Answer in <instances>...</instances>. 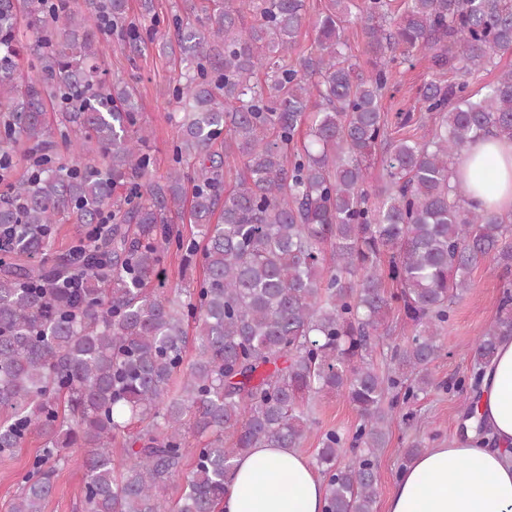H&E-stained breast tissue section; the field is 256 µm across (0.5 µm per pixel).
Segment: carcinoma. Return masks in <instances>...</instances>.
Listing matches in <instances>:
<instances>
[{
    "instance_id": "obj_1",
    "label": "carcinoma",
    "mask_w": 512,
    "mask_h": 512,
    "mask_svg": "<svg viewBox=\"0 0 512 512\" xmlns=\"http://www.w3.org/2000/svg\"><path fill=\"white\" fill-rule=\"evenodd\" d=\"M87 8L117 25L128 0ZM354 8L368 71L344 37ZM190 13L193 23L173 20L186 68L174 87L177 166L157 181L134 89L103 77V29L66 0H0V157L19 141L45 150L57 137L77 153L45 160L0 200V230L11 235L0 260V455L43 439L12 512H43L68 448L86 449L82 512H218L234 460L250 448L300 447L316 424L310 400L336 392L361 417L351 442L359 454L344 464L343 435L321 437L325 512H373L378 449L399 400L432 386L453 300L479 264L512 270V222L465 206L451 185L467 145L489 133L512 140V69L478 97L464 81L426 83L429 125L416 139L393 136L380 100L398 60L416 51L465 74L511 49L512 0H403L395 13L392 0H328L313 20L305 0H198ZM307 24L315 49L290 67ZM27 30L40 44V80L18 74ZM379 150L385 175L371 185ZM229 157L244 172L226 192ZM106 214L112 223L90 247L34 263L52 226L80 231ZM172 249L187 263L202 256L196 288L151 287ZM75 265L86 276L73 294L56 281ZM392 310L413 336L384 375L369 356ZM506 336L512 280L474 343L475 363ZM189 434L202 446L170 501ZM119 440L129 457L120 469Z\"/></svg>"
}]
</instances>
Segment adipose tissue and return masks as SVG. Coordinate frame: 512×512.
<instances>
[{"label": "adipose tissue", "mask_w": 512, "mask_h": 512, "mask_svg": "<svg viewBox=\"0 0 512 512\" xmlns=\"http://www.w3.org/2000/svg\"><path fill=\"white\" fill-rule=\"evenodd\" d=\"M488 171L489 182L477 171ZM453 181L477 208L512 216V141L466 147ZM473 416L448 445L427 449L397 473L386 512H512V337L479 368ZM326 487L296 448H253L234 462L222 512H323Z\"/></svg>", "instance_id": "obj_1"}]
</instances>
